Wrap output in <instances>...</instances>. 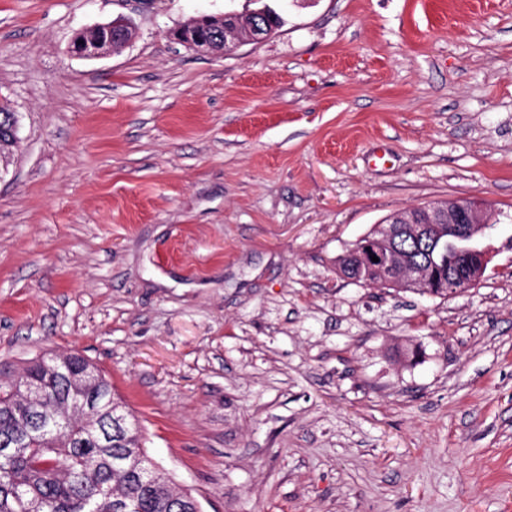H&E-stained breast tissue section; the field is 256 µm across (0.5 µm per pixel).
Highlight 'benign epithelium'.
I'll use <instances>...</instances> for the list:
<instances>
[{"mask_svg":"<svg viewBox=\"0 0 512 512\" xmlns=\"http://www.w3.org/2000/svg\"><path fill=\"white\" fill-rule=\"evenodd\" d=\"M241 19L231 13L220 16L196 17L170 32L177 42L200 52L211 53L229 49L228 38L236 35ZM134 35L130 21L118 17L108 23L77 31L70 43L72 55L84 59H98L127 44ZM448 221V240L460 245L465 262L460 271L442 285V294L454 296L477 284L487 268L488 250L482 239L496 230L490 222L484 205L477 200L465 204H433L396 212L375 225L366 251L352 249L345 254L350 264L343 277L364 279L378 285L394 288L414 286L419 291L429 287L427 272L407 260L398 246L401 235H410L419 248L427 245V238L438 230V222ZM378 261H372V257Z\"/></svg>","mask_w":512,"mask_h":512,"instance_id":"7a95c632","label":"benign epithelium"}]
</instances>
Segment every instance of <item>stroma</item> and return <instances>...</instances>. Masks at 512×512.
Here are the masks:
<instances>
[{"label": "stroma", "instance_id": "stroma-1", "mask_svg": "<svg viewBox=\"0 0 512 512\" xmlns=\"http://www.w3.org/2000/svg\"><path fill=\"white\" fill-rule=\"evenodd\" d=\"M265 5L230 52L169 36ZM1 98L0 376L82 354L203 512H512V0H0ZM460 197L476 285L337 271ZM134 35V28L126 18L118 17L108 23L90 29L77 31L70 43L73 56L84 59H98L116 49V44L124 46ZM81 40V43H78Z\"/></svg>", "mask_w": 512, "mask_h": 512}]
</instances>
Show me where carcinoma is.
I'll use <instances>...</instances> for the list:
<instances>
[{
	"mask_svg": "<svg viewBox=\"0 0 512 512\" xmlns=\"http://www.w3.org/2000/svg\"><path fill=\"white\" fill-rule=\"evenodd\" d=\"M11 117V106L0 103V156L15 146ZM400 247L445 278L457 263L452 246L429 257L408 236ZM57 358L56 369L46 354L0 379V444L13 442L0 454V512H178V500L183 512H194L197 499L154 468L136 417L126 418L120 436L102 434L110 408L123 411L105 376L83 356ZM28 387L40 390V411L55 420V431L30 421Z\"/></svg>",
	"mask_w": 512,
	"mask_h": 512,
	"instance_id": "obj_1",
	"label": "carcinoma"
}]
</instances>
